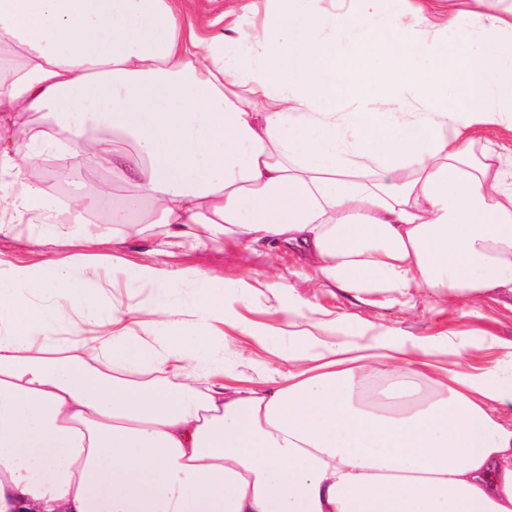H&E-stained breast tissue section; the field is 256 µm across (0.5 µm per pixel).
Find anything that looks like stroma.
I'll return each mask as SVG.
<instances>
[{
	"label": "stroma",
	"instance_id": "obj_1",
	"mask_svg": "<svg viewBox=\"0 0 512 512\" xmlns=\"http://www.w3.org/2000/svg\"><path fill=\"white\" fill-rule=\"evenodd\" d=\"M108 179V173L100 169L84 170L74 180L62 177L45 186L44 200L54 204L61 199L85 197ZM40 233L37 214L26 215L12 236L0 237V256L50 274L51 260L72 254L73 249L60 240L40 242ZM196 234V239L171 248L165 245L160 227L149 224L144 232L119 245L115 254L133 264H154L166 274L205 272L206 286L214 299L232 304L238 313L274 336L287 334L288 323L282 311L291 307L308 321L328 312L342 317L345 324L382 331L398 341L436 340L451 331L474 342L487 331L512 341V303L482 299L452 303L447 296L425 291L411 303L386 291L356 298L322 282L312 269L266 242L232 248L211 241L205 228H197ZM216 348L229 369L245 371L254 363L270 372L288 368L278 356L233 332Z\"/></svg>",
	"mask_w": 512,
	"mask_h": 512
}]
</instances>
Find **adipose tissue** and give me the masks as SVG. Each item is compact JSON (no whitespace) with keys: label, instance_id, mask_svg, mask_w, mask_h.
I'll list each match as a JSON object with an SVG mask.
<instances>
[{"label":"adipose tissue","instance_id":"ef3b65f1","mask_svg":"<svg viewBox=\"0 0 512 512\" xmlns=\"http://www.w3.org/2000/svg\"><path fill=\"white\" fill-rule=\"evenodd\" d=\"M257 0L224 30L183 0H0V235L39 211L73 255L50 277L0 275V512H512V349L349 340L337 318L298 328L286 373L225 384V328L265 335L204 291L125 269L131 303L91 287L137 225L172 244L196 225L272 239L357 294L512 296V182L486 138H512V10L471 0L430 37L443 0ZM47 112L55 126L23 123ZM71 151L134 193L41 204L34 171ZM84 230L72 234V225Z\"/></svg>","mask_w":512,"mask_h":512}]
</instances>
